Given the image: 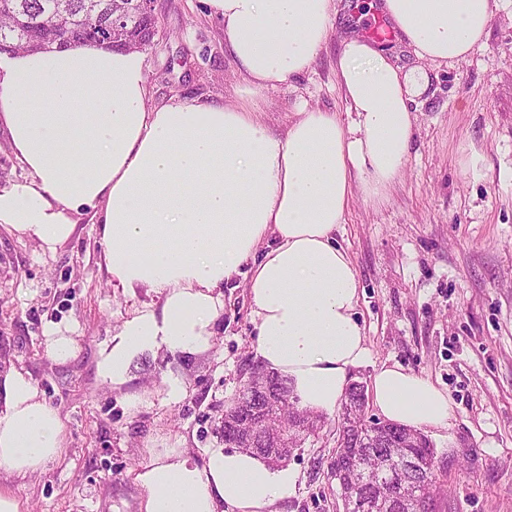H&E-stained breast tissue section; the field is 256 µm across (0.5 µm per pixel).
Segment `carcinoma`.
Listing matches in <instances>:
<instances>
[{"instance_id": "carcinoma-1", "label": "carcinoma", "mask_w": 512, "mask_h": 512, "mask_svg": "<svg viewBox=\"0 0 512 512\" xmlns=\"http://www.w3.org/2000/svg\"><path fill=\"white\" fill-rule=\"evenodd\" d=\"M86 0H68L69 17L74 22L69 24L67 35L71 46H92L96 39L88 33V29H101L108 19L107 14L97 18H83ZM12 14L0 13V53L20 50H36L38 46L23 42L24 33L17 27V21L23 17L30 22L45 19L56 8L57 0H13ZM269 393L271 399L260 397V400L248 402L232 400L224 409V425L221 428L224 445L236 446L240 435L249 431L259 434H271L278 431L288 433V446L300 447L304 436L296 431L295 421L321 422V416L303 409H295L298 403L297 395L290 380L274 372L268 373ZM361 409H356L348 416L345 443L336 449L331 457L329 469L331 476L337 480L340 496L345 512H352L349 497L362 495L365 492L378 493V473L389 466V458L382 453H373L367 449L362 435ZM379 429H385L389 434L401 441H409L408 447L400 452L418 461L427 463L436 458L437 453L429 438L421 432L411 430L395 423L373 419ZM402 497L406 507L402 512H437V495L432 489H427V499L417 495V488L405 486Z\"/></svg>"}]
</instances>
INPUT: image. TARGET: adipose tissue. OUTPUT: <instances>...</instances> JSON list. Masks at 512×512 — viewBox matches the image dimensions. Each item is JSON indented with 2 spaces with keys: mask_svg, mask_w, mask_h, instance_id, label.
<instances>
[{
  "mask_svg": "<svg viewBox=\"0 0 512 512\" xmlns=\"http://www.w3.org/2000/svg\"><path fill=\"white\" fill-rule=\"evenodd\" d=\"M504 0H380L415 56L339 34L336 84L345 113L297 105L282 132L265 95L308 73L331 34L336 0H207L243 88L233 102L151 105L144 56L105 45L0 55V132L26 172L0 187V229L55 251L93 210L115 286L162 303L124 319L97 363L127 391L145 353L214 346L225 281L249 266L255 353L288 377L303 408L332 413L351 368L369 358L356 319L359 279L336 242L354 195L388 202L414 141L412 106L427 64L465 60ZM373 402L401 425L441 427L448 395L399 365L373 376ZM58 411L24 372L0 375V475L44 472L63 453ZM138 512H276L296 477L259 457L213 448L190 457L181 437L134 472Z\"/></svg>",
  "mask_w": 512,
  "mask_h": 512,
  "instance_id": "obj_1",
  "label": "adipose tissue"
}]
</instances>
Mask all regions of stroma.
<instances>
[{
  "instance_id": "35a3bbf8",
  "label": "stroma",
  "mask_w": 512,
  "mask_h": 512,
  "mask_svg": "<svg viewBox=\"0 0 512 512\" xmlns=\"http://www.w3.org/2000/svg\"><path fill=\"white\" fill-rule=\"evenodd\" d=\"M159 33L143 51L150 101H232L242 83L224 47V25L206 0H157ZM339 40L331 38L307 75L266 95V120L282 130L297 101L344 112L336 87ZM413 105L416 138L389 203L354 198L336 238L354 262L357 320L370 351L351 379L371 383L398 364L448 393L453 413L428 427L441 461L440 512H512V7L495 13L483 46L461 62L430 69ZM485 157L475 181L461 162ZM56 251L0 233V372L27 373L64 424L63 456L46 473L0 476L28 512H138L133 472L147 446L181 435L195 458L223 447L225 407L259 360L246 278L224 285V313L211 351L194 357L143 354L130 370L129 409L96 369L101 350L136 310L159 296L114 287L91 214ZM69 328L75 356L45 354V329ZM184 394L170 398L166 375ZM338 414L287 462L296 484L278 512H343L328 462Z\"/></svg>"
}]
</instances>
